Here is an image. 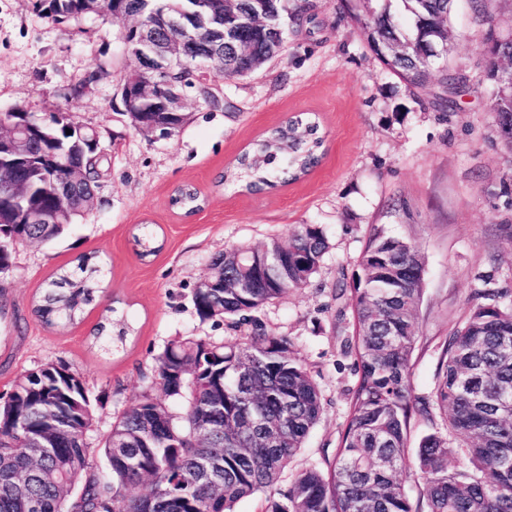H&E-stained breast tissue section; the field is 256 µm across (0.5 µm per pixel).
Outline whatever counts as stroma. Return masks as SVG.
Segmentation results:
<instances>
[{"mask_svg":"<svg viewBox=\"0 0 512 512\" xmlns=\"http://www.w3.org/2000/svg\"><path fill=\"white\" fill-rule=\"evenodd\" d=\"M318 2L315 21L289 32L281 57L244 79L210 73L223 109L187 90L188 122L176 136L154 140L119 112L118 27L92 16L58 24L36 0H0V113H73L98 131L105 156L93 209L51 242L16 247L0 271V395L26 370L65 364L95 398V426L103 433L150 384L155 357L170 340L234 343L258 325L288 337L321 390L324 411L290 465L295 471L333 455L346 419L357 375L347 348L350 315L336 283L355 273L374 227L415 244L425 257L412 360L416 394L432 392L439 346L464 324L482 276H490L502 302L512 301V152L488 106L494 88L484 78L487 25L475 20L469 0H454L446 61L478 85L443 113L430 104L434 86L412 95L378 61L357 25L341 16L338 0ZM101 66V79L72 95ZM300 112L317 113L326 138L308 176L262 194L222 183L250 142ZM184 185L203 201L198 214L170 204ZM145 224L157 250L143 258L135 238ZM301 224L322 225L330 243L311 285L262 307L252 325L199 320L192 294L212 255L285 237ZM84 255L104 268L100 306L77 324L45 326L35 300ZM108 304L132 332L123 348L105 355L89 340Z\"/></svg>","mask_w":512,"mask_h":512,"instance_id":"35a3bbf8","label":"stroma"}]
</instances>
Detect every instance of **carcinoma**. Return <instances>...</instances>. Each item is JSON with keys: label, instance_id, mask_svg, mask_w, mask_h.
<instances>
[{"label": "carcinoma", "instance_id": "1", "mask_svg": "<svg viewBox=\"0 0 512 512\" xmlns=\"http://www.w3.org/2000/svg\"><path fill=\"white\" fill-rule=\"evenodd\" d=\"M360 25L378 59L408 86L437 78L433 106L446 111L451 96L466 91L468 76L435 69L448 44L453 0H341ZM200 0H125L130 15L180 7L198 18ZM313 0L288 8V0H237L240 35L271 60L281 45L267 42L248 21L261 17L288 35L316 18ZM43 14L56 23L85 17L82 0H43ZM228 80L251 74L249 59L224 45ZM170 77L196 89L212 109L224 97L193 69ZM491 110L512 118V98L495 95ZM323 137L316 119L297 115L270 129L236 160L222 180L249 192L292 183L321 161ZM61 171L36 178L25 205H52V183ZM171 204L191 215L199 208L195 189L175 190ZM65 228L41 224L0 228V265L20 245L49 242ZM330 244L316 224H302L266 249L288 257L264 271L252 288L235 287L250 275L260 249L230 247L211 258L224 261V287L196 288L193 304L202 321L230 320L237 327L248 314L304 288L319 274ZM424 260L417 246L377 229L366 240L351 282L340 296L350 311V353L357 367L348 416L326 467L296 472L279 485L288 463L302 448L323 411L318 384L294 355L288 338L255 333L226 345L174 338L155 358L148 386L89 442L93 407L81 375L62 363H47L43 379L11 408L0 406V512H234V505L266 493L261 512H422L408 497L404 476L422 475L427 512H512V303L491 289L477 292L463 326L445 342L428 397L415 393L412 358L418 342L416 308L424 292ZM103 268L88 258L62 271L46 289L35 313L47 325L72 324L93 304ZM58 431L56 449L32 459L25 439L46 418ZM431 432L418 448L408 446L412 423ZM122 451L125 466L113 460ZM143 485L146 491L132 489Z\"/></svg>", "mask_w": 512, "mask_h": 512}]
</instances>
